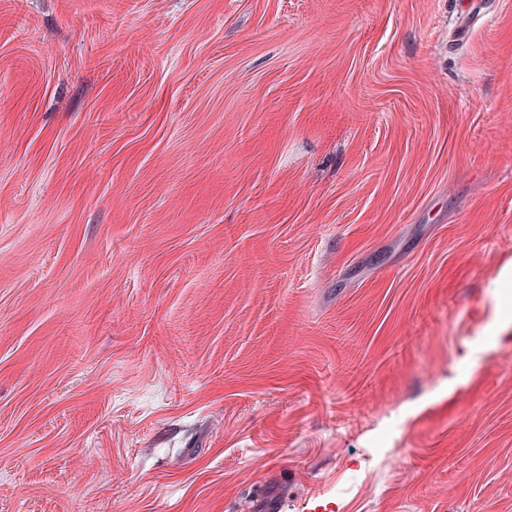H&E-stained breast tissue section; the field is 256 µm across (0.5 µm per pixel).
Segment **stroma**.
<instances>
[{"mask_svg":"<svg viewBox=\"0 0 512 512\" xmlns=\"http://www.w3.org/2000/svg\"><path fill=\"white\" fill-rule=\"evenodd\" d=\"M510 263L512 0H0V512H512Z\"/></svg>","mask_w":512,"mask_h":512,"instance_id":"obj_1","label":"stroma"}]
</instances>
